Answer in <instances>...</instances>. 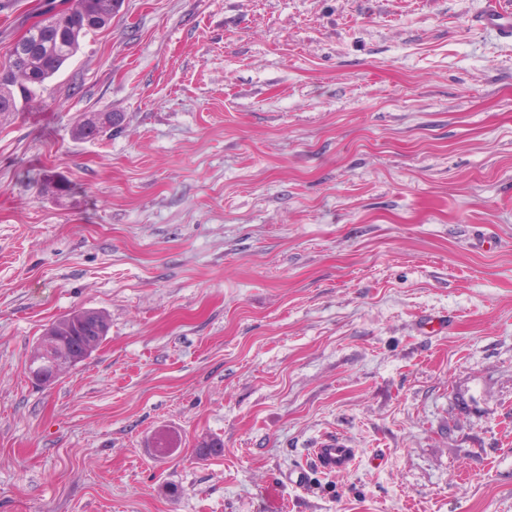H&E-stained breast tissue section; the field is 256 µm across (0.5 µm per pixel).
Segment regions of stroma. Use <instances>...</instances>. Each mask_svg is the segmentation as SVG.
I'll return each mask as SVG.
<instances>
[{
  "label": "stroma",
  "instance_id": "1",
  "mask_svg": "<svg viewBox=\"0 0 512 512\" xmlns=\"http://www.w3.org/2000/svg\"><path fill=\"white\" fill-rule=\"evenodd\" d=\"M41 2L0 0V63ZM484 5L121 0L0 121V512H512V40ZM78 307L106 340L36 385ZM336 434L355 466L313 470ZM476 25L484 28H492L505 37H512V14L495 10L490 4L488 8L478 16ZM116 117L108 112H97L78 121L74 127V136L78 139L100 136L115 124ZM85 324L97 327L99 334L93 333L95 337H93L92 340H87L85 343L77 345L76 349L71 351L69 366L64 370L57 371L53 378L57 376L58 379L63 373L81 364L88 359L92 353L97 351L107 336L108 323L105 316L99 311L76 309L56 320L42 338L41 344L46 336H70Z\"/></svg>",
  "mask_w": 512,
  "mask_h": 512
}]
</instances>
